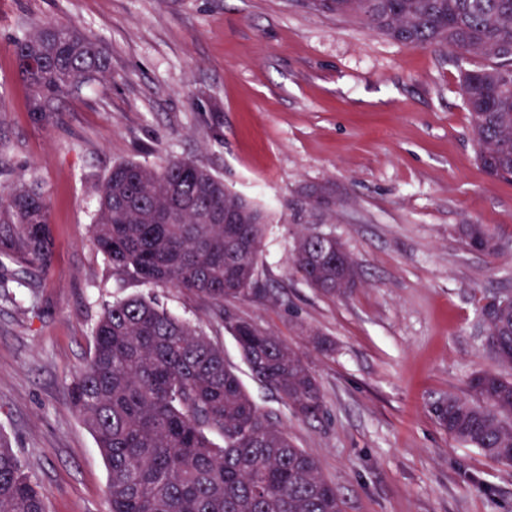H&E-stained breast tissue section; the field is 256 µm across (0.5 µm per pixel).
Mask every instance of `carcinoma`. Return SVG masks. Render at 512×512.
<instances>
[{
    "mask_svg": "<svg viewBox=\"0 0 512 512\" xmlns=\"http://www.w3.org/2000/svg\"><path fill=\"white\" fill-rule=\"evenodd\" d=\"M408 46H446L471 62L459 89L470 112L477 160L512 181V0H310ZM27 108L50 121L81 87L111 75L101 41L73 22H48L14 41ZM238 223H224V213ZM50 208L36 180L0 196V257L14 277L47 273ZM92 239L112 272L197 294L218 307L253 291L266 214L189 158L156 166L116 163L100 189ZM468 248L496 254L485 224L457 229ZM293 268L329 296L356 287L358 265L331 235H302ZM486 346L512 369V294L481 306ZM254 378L304 419L324 411L317 378L282 339L242 317L227 324ZM469 396L432 413L448 435L512 466V374L483 370ZM70 404L94 435L108 470L110 512H344L316 460L261 412L224 350L189 322L143 296L108 303L93 330L90 360ZM217 432L220 446L210 438ZM46 491L0 436V512H46Z\"/></svg>",
    "mask_w": 512,
    "mask_h": 512,
    "instance_id": "carcinoma-1",
    "label": "carcinoma"
}]
</instances>
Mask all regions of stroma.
Listing matches in <instances>:
<instances>
[{"label": "stroma", "instance_id": "35a3bbf8", "mask_svg": "<svg viewBox=\"0 0 512 512\" xmlns=\"http://www.w3.org/2000/svg\"><path fill=\"white\" fill-rule=\"evenodd\" d=\"M71 21L108 48L112 76L33 119L13 43ZM465 60L409 47L305 0H0V194L38 179L52 267L34 289L0 268V433L47 493V512H109L108 470L70 408L105 304L141 295L198 326L259 409L313 456L345 512H512V468L461 445L432 403L496 368L484 297L512 292V182L475 155ZM188 157L267 215L254 291L220 310L113 274L92 243L113 164ZM485 224L496 254L455 233ZM305 233L336 236L359 267L331 297L292 266ZM279 336L324 401L298 417L257 382L224 314ZM330 341L315 349L311 339Z\"/></svg>", "mask_w": 512, "mask_h": 512}]
</instances>
